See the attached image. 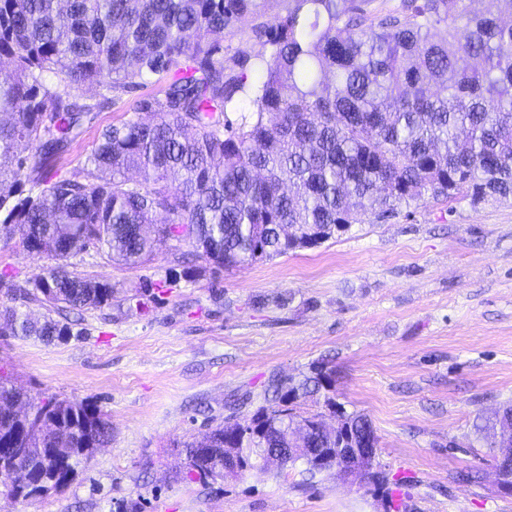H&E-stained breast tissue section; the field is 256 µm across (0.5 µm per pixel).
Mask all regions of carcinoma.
I'll return each instance as SVG.
<instances>
[{
    "mask_svg": "<svg viewBox=\"0 0 512 512\" xmlns=\"http://www.w3.org/2000/svg\"><path fill=\"white\" fill-rule=\"evenodd\" d=\"M288 0L271 26L256 0H0V239L57 264L19 283L0 272V332L45 343L72 335L52 316L112 305L114 286L72 270L90 249L134 267L183 241L216 271L317 246L371 210L384 218L426 197L475 203L512 197V0ZM251 19L267 54L224 62L216 36ZM171 77L140 103L152 122L103 129L83 180L59 167L94 119L92 88L108 92ZM436 84L445 95L429 93ZM254 110L234 125L235 96ZM326 376L275 380L268 406L245 418L252 435L226 442L234 414L210 443L185 444L186 471L224 479V456L259 446L336 448L300 399ZM22 402L0 372V484L28 499L65 488L111 423L86 401Z\"/></svg>",
    "mask_w": 512,
    "mask_h": 512,
    "instance_id": "obj_1",
    "label": "carcinoma"
}]
</instances>
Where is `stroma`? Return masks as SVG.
<instances>
[{"instance_id": "obj_1", "label": "stroma", "mask_w": 512, "mask_h": 512, "mask_svg": "<svg viewBox=\"0 0 512 512\" xmlns=\"http://www.w3.org/2000/svg\"><path fill=\"white\" fill-rule=\"evenodd\" d=\"M147 82L106 97L62 159L73 178L100 130L149 121ZM169 242L130 268L89 253L83 276L111 282L110 307L85 312L76 335L50 344L0 335V368L32 400L96 404L112 437L68 485L33 501L0 493V512H512L479 426L512 404V200L427 198L398 215L361 216L318 246L219 272ZM52 263L0 242V270L31 279ZM322 368L328 395L366 416L390 484L309 474L304 461L255 467L215 483L190 479L183 441L262 405L272 380ZM483 475L463 480L464 472Z\"/></svg>"}]
</instances>
